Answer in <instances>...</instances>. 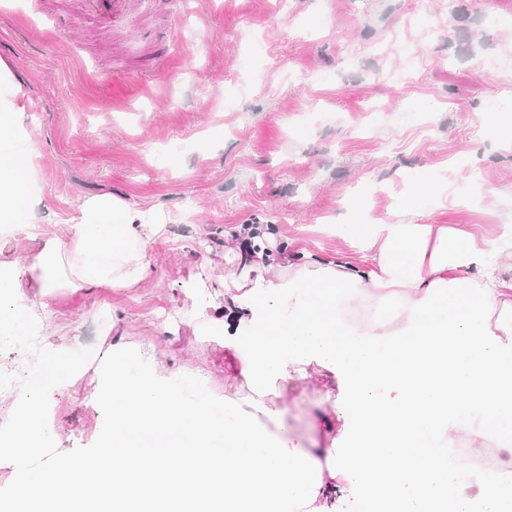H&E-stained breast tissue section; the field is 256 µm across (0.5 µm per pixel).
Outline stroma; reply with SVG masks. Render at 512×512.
<instances>
[{"label":"stroma","mask_w":512,"mask_h":512,"mask_svg":"<svg viewBox=\"0 0 512 512\" xmlns=\"http://www.w3.org/2000/svg\"><path fill=\"white\" fill-rule=\"evenodd\" d=\"M133 29L89 19L82 0H0V59L38 147L48 231L79 198L110 193L180 216L131 289L47 296L56 344L83 370L47 399L54 433L33 467L92 456L110 430L98 354L123 343L215 392L224 349L174 325L188 283L224 269V232L270 224L277 243L355 257L359 207L398 221L415 188L422 224L496 236L512 225V0H131ZM252 29H245V22ZM163 62L159 80L124 71ZM497 188L478 196L475 184ZM111 312L110 334L98 317ZM322 393L286 387L290 433L313 437Z\"/></svg>","instance_id":"stroma-1"}]
</instances>
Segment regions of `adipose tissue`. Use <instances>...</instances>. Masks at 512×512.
<instances>
[{
  "label": "adipose tissue",
  "instance_id": "ef3b65f1",
  "mask_svg": "<svg viewBox=\"0 0 512 512\" xmlns=\"http://www.w3.org/2000/svg\"><path fill=\"white\" fill-rule=\"evenodd\" d=\"M23 112L14 91L0 92V251L19 235L40 248L23 270L0 258V334L31 340L30 370L52 389L74 361L47 342L41 297L138 287L171 218L96 194L82 200L65 235L47 233ZM406 212L357 233L338 226V235H357L355 262L302 248L282 263L271 225L232 228L252 237L247 264L216 284L191 282L182 318L221 342L234 396H216L199 372L166 374L114 348L102 389L111 434L94 457L34 475L26 457L43 447L47 427L39 398L18 388L13 427L0 436V458L16 467L14 504L43 512L91 481L105 512H131L142 495L148 512H512V492L492 471L469 495L466 463L424 443L433 435L449 447L512 448V231L478 238L415 222L417 206ZM25 273L40 298L23 291ZM364 303L372 317H351ZM328 376L339 390L320 415L329 446L282 431L279 388ZM465 409L487 427L468 425Z\"/></svg>",
  "mask_w": 512,
  "mask_h": 512
}]
</instances>
